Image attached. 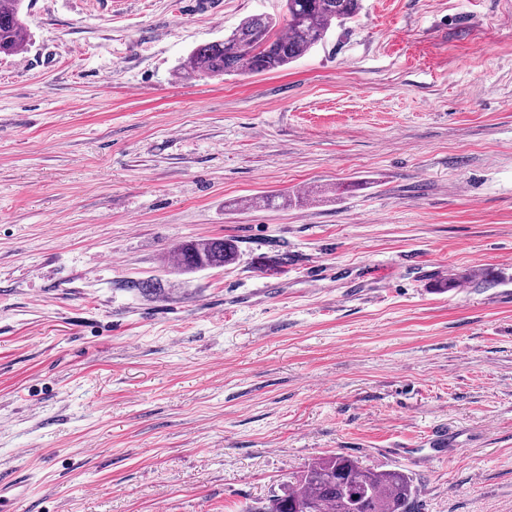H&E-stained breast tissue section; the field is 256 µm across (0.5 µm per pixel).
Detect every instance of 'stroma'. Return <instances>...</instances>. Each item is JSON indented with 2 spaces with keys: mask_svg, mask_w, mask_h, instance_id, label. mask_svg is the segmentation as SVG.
Masks as SVG:
<instances>
[{
  "mask_svg": "<svg viewBox=\"0 0 512 512\" xmlns=\"http://www.w3.org/2000/svg\"><path fill=\"white\" fill-rule=\"evenodd\" d=\"M283 11L26 0L0 512H242L336 453L418 512H512V0H362L284 68L184 73ZM209 238L235 261L179 272Z\"/></svg>",
  "mask_w": 512,
  "mask_h": 512,
  "instance_id": "1",
  "label": "stroma"
}]
</instances>
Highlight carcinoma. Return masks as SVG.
Returning <instances> with one entry per match:
<instances>
[{
	"label": "carcinoma",
	"mask_w": 512,
	"mask_h": 512,
	"mask_svg": "<svg viewBox=\"0 0 512 512\" xmlns=\"http://www.w3.org/2000/svg\"><path fill=\"white\" fill-rule=\"evenodd\" d=\"M24 0H0V55H17L28 45ZM284 31L267 15L245 18L221 42L195 48L184 71L210 77L254 74L283 68L323 42L328 32L353 20L360 0H285ZM183 272L222 268L235 249L221 238L185 241L175 248ZM418 489L401 469H375L342 454L310 463L303 474L281 483L280 493L244 512H415Z\"/></svg>",
	"instance_id": "carcinoma-1"
}]
</instances>
